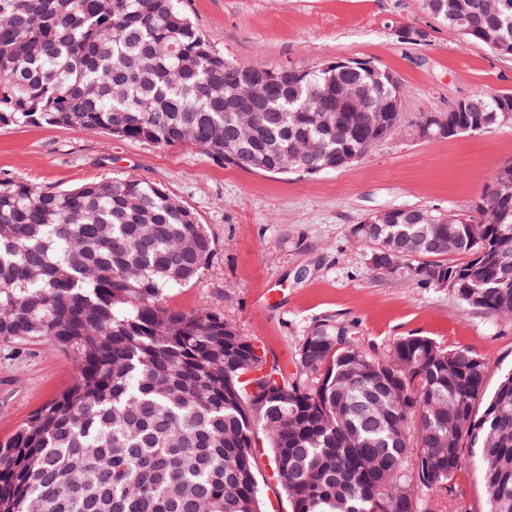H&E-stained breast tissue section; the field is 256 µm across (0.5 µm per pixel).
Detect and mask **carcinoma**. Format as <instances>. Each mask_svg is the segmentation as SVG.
<instances>
[{
    "mask_svg": "<svg viewBox=\"0 0 512 512\" xmlns=\"http://www.w3.org/2000/svg\"><path fill=\"white\" fill-rule=\"evenodd\" d=\"M467 38L512 55V0H444ZM397 79L361 69L240 67L182 0H0V125L189 144L244 170L304 176L367 156L401 122ZM512 104L476 90L415 127L466 129ZM341 109L343 134L322 122ZM355 224L406 282L512 317V164L469 214ZM213 241L195 214L136 178L44 189L0 176V339L76 357L71 384L0 443V512H267L257 449L289 512H420L477 453L489 512H512V372L488 390L465 349L407 336L368 355L323 319L295 375L211 308L169 293L198 278ZM264 430L259 441L255 426Z\"/></svg>",
    "mask_w": 512,
    "mask_h": 512,
    "instance_id": "1",
    "label": "carcinoma"
}]
</instances>
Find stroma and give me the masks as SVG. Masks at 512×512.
<instances>
[{
	"label": "stroma",
	"mask_w": 512,
	"mask_h": 512,
	"mask_svg": "<svg viewBox=\"0 0 512 512\" xmlns=\"http://www.w3.org/2000/svg\"><path fill=\"white\" fill-rule=\"evenodd\" d=\"M205 39L242 67H313L334 58L370 61L404 90L403 121L364 159L314 176L243 170L198 150L158 148L99 131L0 126V174L48 189L136 177L190 208L213 240L209 262L172 291L171 307H208L288 366L311 325L345 323L371 356L406 336L483 358L489 382L512 370V321L457 302L448 289L370 269L350 229L396 207L469 212L498 168L512 162V123L477 135L422 139L426 112L440 113L477 88L512 93V57L437 25L422 0H183ZM429 32L402 38L407 27ZM74 375L71 352L48 341L0 340V439L50 402ZM447 512H487L480 472L467 465L444 495Z\"/></svg>",
	"instance_id": "1"
}]
</instances>
